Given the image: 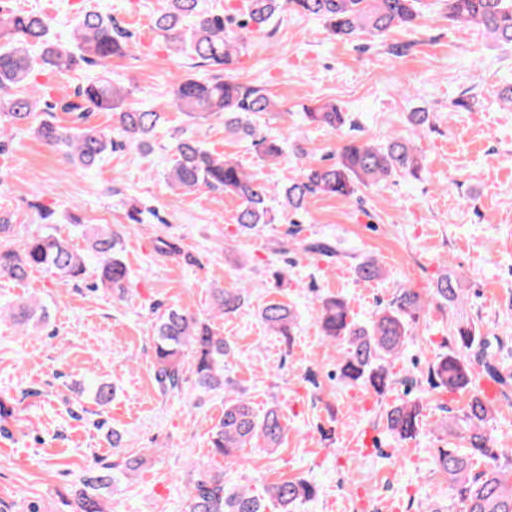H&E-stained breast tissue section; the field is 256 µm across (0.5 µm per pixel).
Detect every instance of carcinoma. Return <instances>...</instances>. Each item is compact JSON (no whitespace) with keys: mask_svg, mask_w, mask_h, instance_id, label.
<instances>
[{"mask_svg":"<svg viewBox=\"0 0 512 512\" xmlns=\"http://www.w3.org/2000/svg\"><path fill=\"white\" fill-rule=\"evenodd\" d=\"M448 20L474 25L498 45L512 47V0H443ZM420 0H246L241 18L226 17L205 9L201 0H166L164 9L153 17V28L166 39L177 56L199 59L218 71L211 78L185 76L170 91V105L193 121H224V130L251 138L263 161H276L285 153V141L263 133L252 117L276 111L277 103L257 86L242 82L235 64L243 49L241 31L257 29L283 15L319 20L331 38L352 41L360 35L373 39L394 27L408 26L420 16ZM130 34L111 14L83 10L67 41L56 38L48 18L40 12H3L0 9V153L6 150V130H30L51 148L62 149L70 161L82 169L95 167L117 146L145 147L164 119V113L129 100L124 88L104 74L78 86L73 93L50 99L31 85L35 69L70 70L82 63L102 65L131 51ZM73 115V125L61 126L53 113ZM95 112H110L115 117L110 128L89 122ZM308 125L340 132L342 143L336 161L316 164L311 152L297 143L292 151L300 160L299 175L283 188H275L240 163L219 156L190 137L179 138L173 147L167 171L171 187L185 191L207 188L234 195L240 201L235 224L242 234H250L277 221L269 202L282 197L292 217L304 212L315 195L351 199L363 188L380 184L392 176L418 180L424 172L423 156L415 139L430 130V112L419 107L408 113L412 136L390 137L384 144L364 140L356 131L357 121L334 102L304 108ZM127 218L140 224L138 201L126 200ZM43 227L29 236L18 249L0 243V275L14 280L27 278L32 269L78 282L93 276L94 286L109 288L124 295L131 271L123 256L125 229L110 224L85 228L86 249L73 247L53 231L54 211L38 208ZM304 250L332 258L337 255L325 240L303 243ZM156 255L197 262L184 252L179 241L167 236L155 240ZM363 281L384 274L374 258H365L354 267ZM432 297L442 306L461 301V288L448 275L437 280ZM214 311L220 318L238 314L247 301V289H213ZM318 323L322 335L342 346L341 376L355 385L377 393L392 384L391 365L402 353L407 338L426 306L422 295L402 288L385 307L379 309L369 325L360 326L345 300L318 294ZM17 323L41 322L46 308L31 300L16 304ZM264 324L280 336L292 338L296 316L286 304L271 302L259 312ZM457 352L439 357L432 367L433 387L448 391L467 390L474 385L470 363L461 353L479 351L478 364L489 374L494 366L486 361L488 346L476 335L473 324L464 318L450 323ZM234 356L233 345L209 322L170 308L155 324L154 359L157 381L169 392L180 389L184 372L194 376L197 389L204 393L224 388V367ZM88 390L101 409L112 404V383L94 380ZM423 406L418 401H402L385 413L387 429L400 439L415 437L422 427ZM492 415L479 393H472L462 417L441 423L451 430L461 422L467 441L466 451L442 447L435 451L436 469L448 477V494L461 502L464 512H512V467L498 466L475 470L479 463L499 456L486 426ZM288 431L285 416L276 407L259 413L245 399L224 403V412L214 423L209 437V463L198 469L184 512H296L299 505L312 500L316 487L304 478L283 480L263 491L224 483V465L238 461L239 452L255 439L277 449ZM143 456H128L120 462L103 464L87 471L74 493L70 512H112L107 493L112 484L142 469Z\"/></svg>","mask_w":512,"mask_h":512,"instance_id":"obj_1","label":"carcinoma"}]
</instances>
